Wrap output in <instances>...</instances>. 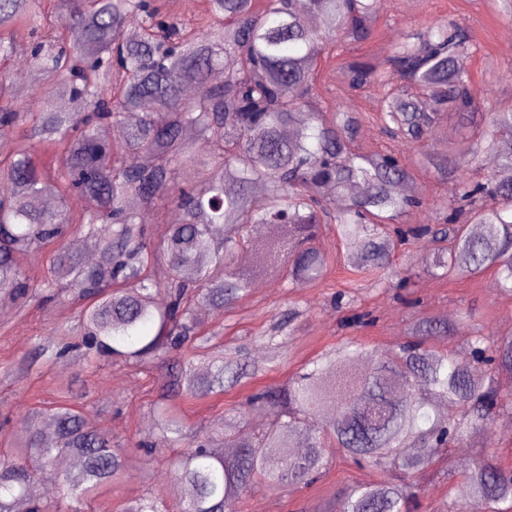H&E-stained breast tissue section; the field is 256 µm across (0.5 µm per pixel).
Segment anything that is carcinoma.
I'll return each mask as SVG.
<instances>
[{
	"mask_svg": "<svg viewBox=\"0 0 512 512\" xmlns=\"http://www.w3.org/2000/svg\"><path fill=\"white\" fill-rule=\"evenodd\" d=\"M382 0H204L192 23L166 18L153 0H0V62L26 57L27 95L0 71V305L33 297L80 302L77 327L51 344L35 339L16 373L27 375L74 352L94 369L102 357L156 372L157 405L139 446L175 448L173 489H151L125 512H224L257 489L305 484L340 448L381 474L351 488L338 512H415L416 479L455 447H473L461 476L466 497L445 512H502L512 503V468L489 452L495 419L512 410L496 376H512V336L466 320L417 321L379 355L356 340L308 361L284 384L252 394L275 419L252 428L236 419L209 433L191 427L174 400L220 394L262 370L246 352H224L197 335L196 310L221 316L274 271L300 288L320 279L324 224L352 245L354 268L379 273L395 248L427 239L426 272L474 276L493 268L512 296V105L482 108L467 60L469 28L445 21L403 36L386 59L343 58L367 41ZM139 21L132 30V19ZM26 29L23 45L16 32ZM341 65L349 89L376 91L383 132L417 149L439 180L458 182L440 224L395 227L430 206L402 190L412 169L395 153L353 148L360 116L320 94L321 62ZM48 87L66 112H35L25 97ZM151 110L135 122L127 114ZM450 115L475 140L429 148ZM122 128L109 145L104 126ZM496 170L474 182L480 153ZM82 205L72 211L67 199ZM54 197L55 208L33 205ZM174 207L181 219H166ZM99 256L90 262L68 240ZM241 250L253 256L241 268ZM167 303H159L160 297ZM463 340L461 359L440 342ZM291 336L266 338L272 357ZM52 423L51 438L42 422ZM13 447L0 454V512H93V494L129 468L125 449L90 427L71 393L20 414ZM66 457L78 465L55 472ZM50 477L61 495L47 499Z\"/></svg>",
	"mask_w": 512,
	"mask_h": 512,
	"instance_id": "carcinoma-1",
	"label": "carcinoma"
}]
</instances>
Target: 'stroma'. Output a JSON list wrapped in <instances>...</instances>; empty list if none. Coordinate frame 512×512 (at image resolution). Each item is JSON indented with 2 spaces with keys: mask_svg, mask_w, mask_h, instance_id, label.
Wrapping results in <instances>:
<instances>
[{
  "mask_svg": "<svg viewBox=\"0 0 512 512\" xmlns=\"http://www.w3.org/2000/svg\"><path fill=\"white\" fill-rule=\"evenodd\" d=\"M449 19L461 21L471 30L477 50L468 67L485 99L512 103V20L498 12L495 0H383L372 39L347 46L345 54L385 59L405 32ZM320 80L326 100L363 114L355 140L357 151L392 148V141L374 120L380 106L376 97L351 91L336 66L322 70ZM323 245L331 262L319 281L292 291L283 280L268 277L262 287L252 289L224 315L200 317L202 332L221 333L225 346L245 347L251 359L262 361L267 357L262 337L275 332L289 303H296L300 310L286 357L224 395L180 402L179 409L189 424L207 429L217 426L235 415L238 405L257 387L285 381L308 358L348 337L378 352L390 350L418 318L437 316L453 323L466 314L474 328L490 324L500 334H512V298L497 293L494 269L468 277L425 276L420 259L428 255L429 248L418 242L396 248L385 278L378 283L347 263L351 248L336 230L325 232ZM75 310L72 303L34 299L25 312L14 309L9 316L0 317V422L54 401L63 385H71L91 425L107 430L116 444L129 451L128 473L103 488L93 503L96 512H124L148 488L162 489L171 483L169 458L149 462L131 447L152 416L151 405L157 398L153 374L135 373L107 361L87 373L64 358L49 370L32 373L19 382L3 377L4 370L18 362L35 337L52 338L69 327ZM330 455L332 464L317 482L286 490H255L236 500L233 512H334L351 486L370 484L380 477L378 470L355 464L339 449H331ZM472 455V449H454L442 474L419 483L418 512H443L449 489L459 487Z\"/></svg>",
  "mask_w": 512,
  "mask_h": 512,
  "instance_id": "35a3bbf8",
  "label": "stroma"
}]
</instances>
